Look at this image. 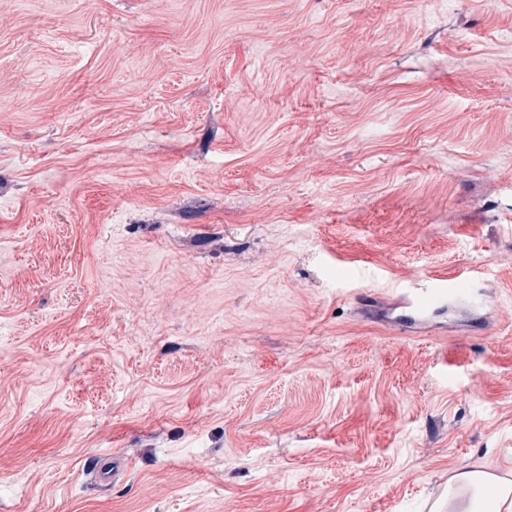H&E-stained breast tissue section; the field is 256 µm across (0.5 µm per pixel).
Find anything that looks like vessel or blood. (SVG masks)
<instances>
[{"mask_svg": "<svg viewBox=\"0 0 512 512\" xmlns=\"http://www.w3.org/2000/svg\"><path fill=\"white\" fill-rule=\"evenodd\" d=\"M472 275L470 271L445 272L430 276L428 287L419 293L398 289L395 305L409 310L414 325H422L438 306L447 304L449 299L460 298L468 294ZM127 468L125 458L116 455H104L92 471V482L97 487H109L112 481Z\"/></svg>", "mask_w": 512, "mask_h": 512, "instance_id": "b4317fda", "label": "vessel or blood"}]
</instances>
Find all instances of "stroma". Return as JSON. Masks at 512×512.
Listing matches in <instances>:
<instances>
[{"label":"stroma","mask_w":512,"mask_h":512,"mask_svg":"<svg viewBox=\"0 0 512 512\" xmlns=\"http://www.w3.org/2000/svg\"><path fill=\"white\" fill-rule=\"evenodd\" d=\"M472 469L512 481V0H0V512H425ZM471 281V271L468 270L453 274L434 273L429 277L428 287L422 292L411 293L407 288H398L394 306L409 310L414 325L419 326L438 306L447 304L449 299L467 295ZM127 461L121 456L107 454L100 457V460L92 470V482L99 488H107L112 481L127 468Z\"/></svg>","instance_id":"obj_1"}]
</instances>
